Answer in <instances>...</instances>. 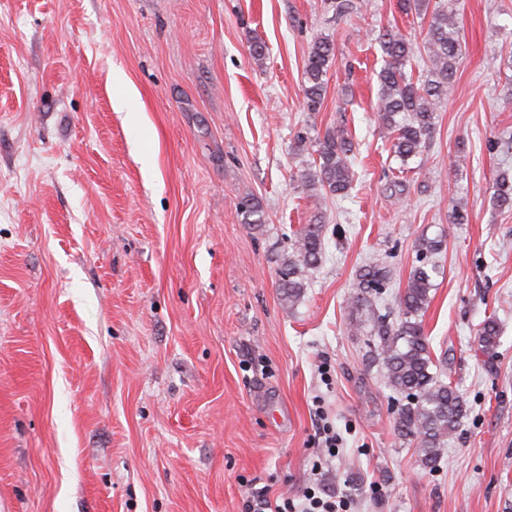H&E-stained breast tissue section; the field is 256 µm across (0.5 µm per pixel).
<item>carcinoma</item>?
<instances>
[{
	"mask_svg": "<svg viewBox=\"0 0 512 512\" xmlns=\"http://www.w3.org/2000/svg\"><path fill=\"white\" fill-rule=\"evenodd\" d=\"M401 8L407 14L429 18L424 48L431 64L430 74L424 80L413 77L409 71L414 54L412 43L398 29L385 30L380 37L384 65L378 73L376 120L391 139L395 155L406 162L419 155L434 131V105L450 93L461 48L455 26L456 0H401ZM334 61L333 45L324 39L314 41L304 70L305 98L312 111L324 99L328 68ZM356 149L357 143L344 128L326 130L318 140L313 166L299 174L301 182L312 190L321 188L332 195H346L354 181L351 159ZM495 190L494 204L512 209V177L508 172L498 174ZM238 206L245 223H264L261 206L254 198L246 196ZM323 223V217L317 215L312 223L300 226L294 233L293 254L281 264V299L291 306L302 296L303 273L315 269L322 260ZM442 247L438 238H420L421 264L412 270L398 297L397 319L392 320L377 309L370 310L375 331L373 345L383 368L384 384L408 400L398 409L396 429L413 438L421 465L426 468L436 464L445 438L458 430L467 413L456 389L431 372L435 362L422 324L437 273L430 258ZM387 279V271L381 266L365 269L354 283L349 307L357 309L368 302L385 287ZM498 337L497 321H484L478 339L479 352L493 355Z\"/></svg>",
	"mask_w": 512,
	"mask_h": 512,
	"instance_id": "cac0c4a2",
	"label": "carcinoma"
}]
</instances>
